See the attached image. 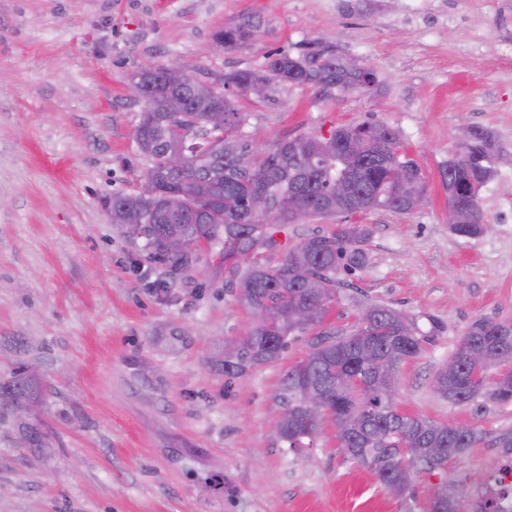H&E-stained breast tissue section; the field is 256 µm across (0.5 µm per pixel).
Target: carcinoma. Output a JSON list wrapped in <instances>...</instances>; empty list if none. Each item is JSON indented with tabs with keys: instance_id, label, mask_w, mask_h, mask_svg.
<instances>
[{
	"instance_id": "1",
	"label": "carcinoma",
	"mask_w": 512,
	"mask_h": 512,
	"mask_svg": "<svg viewBox=\"0 0 512 512\" xmlns=\"http://www.w3.org/2000/svg\"><path fill=\"white\" fill-rule=\"evenodd\" d=\"M253 25H228L218 41L235 48L250 38ZM223 91L209 98L196 94L191 76L165 66L142 69L132 75L135 93L144 103L134 137L147 163L157 171V181L136 192L115 195L110 205L112 223L124 230L132 213L144 215L136 237L143 239L149 259L189 270L201 261L197 246L225 262L227 247L237 259L224 286L235 289L249 312L265 303L276 307L279 318L261 323L250 333L234 338L214 352L215 366L227 380L243 377L253 368L278 361L296 332L313 330L306 357L283 379V398L288 400V420L280 426L279 438L296 448L312 439L328 421L336 430L337 445L357 466L370 471L396 496L411 489L423 475H434L451 461L468 455L486 443L512 457V430L492 435L458 425L452 429L421 414L401 410L395 395L399 372L415 358L424 344L443 331L434 319L428 333L421 332L417 318L401 310L368 301H355L361 309L356 324L343 328L327 322L329 306L323 297H336L342 275L362 270L369 263L365 243L372 234L367 224H338L330 236L312 233L288 250L276 264L256 258L254 249L276 246L275 234L293 223V214L305 209L310 221L333 220L378 209L407 213L421 205L424 180L400 187L391 179L390 161L400 158L399 133L386 124L367 118L339 124L331 137L299 134L277 142L267 150L255 148L243 134L249 114L237 99L258 86H270L266 101L285 87H314L325 96L359 90L373 93L380 80L366 66L344 61L332 44L319 40L293 56L279 53L261 70H236L215 75ZM224 110V135L208 137L213 111ZM360 131L364 141L360 153L341 161L336 145ZM183 153V166L171 171L167 155ZM503 150L483 128L469 129L458 153L441 167L448 202L464 211L461 236L484 234L487 217L481 201L482 188L496 174V159ZM345 174L348 192L336 196V176ZM265 190L273 212L255 214L249 195ZM182 240L186 250L176 251ZM311 311L310 323L298 325L293 314ZM384 356L392 364L385 381L370 384L371 361ZM452 359L456 371L436 373L435 393L453 404L483 399L512 402V370H492L512 361V318L479 317L457 342ZM313 385L326 396V404L313 416L299 401L301 388ZM29 377L19 376L0 384V406L19 408L28 400ZM15 425L31 448H42L45 440L35 425L24 419ZM410 465L405 467V460ZM463 484H440L429 498L427 512H459ZM507 492L488 489L475 512H505Z\"/></svg>"
}]
</instances>
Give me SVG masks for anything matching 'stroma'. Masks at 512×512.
Wrapping results in <instances>:
<instances>
[{
    "mask_svg": "<svg viewBox=\"0 0 512 512\" xmlns=\"http://www.w3.org/2000/svg\"><path fill=\"white\" fill-rule=\"evenodd\" d=\"M248 20L244 45L215 44ZM322 37L373 69L380 94L247 96L245 134L272 145L371 116L399 132L426 181L412 212L353 216L373 230L370 261L345 276L328 320L354 325L356 298L425 332L439 320L443 333L400 370L399 408L512 428V403L480 409L433 390L470 322L512 317V178L483 187L490 228L466 238L448 229L440 176L471 126L512 154V0H0V383L34 367L27 419L49 434L27 447L0 415V512H425L435 479L477 473L460 506L473 512L512 462L481 445L398 497L348 460L331 424L303 452L282 447L269 425L312 331L226 380L209 357L250 319L234 291L210 258L187 272L150 261L110 218L145 163L132 72L260 69Z\"/></svg>",
    "mask_w": 512,
    "mask_h": 512,
    "instance_id": "obj_1",
    "label": "stroma"
}]
</instances>
